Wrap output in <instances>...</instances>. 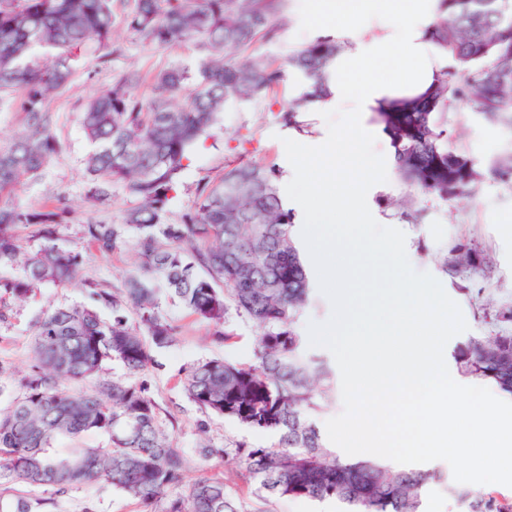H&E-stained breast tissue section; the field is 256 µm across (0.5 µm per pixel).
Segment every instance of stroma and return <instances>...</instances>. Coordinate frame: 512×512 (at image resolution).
<instances>
[{
  "label": "stroma",
  "instance_id": "stroma-1",
  "mask_svg": "<svg viewBox=\"0 0 512 512\" xmlns=\"http://www.w3.org/2000/svg\"><path fill=\"white\" fill-rule=\"evenodd\" d=\"M311 0H290L291 23L281 31L276 42H257L242 52L247 61L285 64L289 53L317 35L309 17ZM113 38L121 45L119 54L105 61L89 58L85 68L77 70L71 81L54 92L48 107L54 112L53 133L61 146L59 155L37 180H24L12 193L18 205L42 209L65 204L70 211L67 223L56 225L53 242L65 251L83 257L77 279L69 284H44L24 300L0 292V408H7L21 393L20 380L33 363V332L36 318L56 307L88 304V291L107 292L120 289L127 273L140 263L138 233L128 230L123 244L112 252H98L83 236L84 224H118L131 200L121 186H113L109 201H92L87 193L88 180L83 158L91 145L78 121L88 99L111 87L127 71H138L142 81L136 89L145 100L154 95L151 78L155 71L174 63L192 65L199 57L194 44L158 47L135 40L122 23L113 26ZM300 90V81L287 76L285 82L261 102L229 107L212 129L204 145L197 148L183 174L182 185L171 201L166 221L179 223L184 213L193 209L195 187L204 181L221 178L226 165L239 160L285 165L288 158V126L280 120L285 102ZM448 144L473 157L484 178L471 193L444 201L407 185L398 174L381 177L376 169L362 174L366 181H383V190L374 195V205L381 218L372 230L405 243L412 254L411 267L430 274L457 302L468 324L466 331L447 343V350L477 336L492 335L493 316L512 308V182L488 172L495 159L512 153V131L499 122L475 112L472 104L458 103L448 116ZM477 255L475 266L456 274L446 272V258L460 248ZM159 313L176 336L173 345L156 350L154 361L145 371L127 373L118 361L107 362L102 378L128 384H144L159 409L162 428L171 434L187 459L180 484L171 486L169 496L184 495L191 484L204 476L223 478L228 497L239 512H339L336 502H313L303 498L261 500L254 493V483L239 466L223 457L200 456L201 444L231 448L239 442L252 446L273 443L270 432L250 429L238 422L204 412L189 400L182 386L186 372L195 364L220 358L239 363L255 362L258 328L249 320L229 313L228 320L236 337L224 341L208 322L189 314L177 301L162 297ZM433 466L440 479L428 484L422 493L425 512H465V507L450 492L453 473L441 460ZM32 502L34 512H143V505L114 488L106 480L81 485L63 494L25 485L13 486L0 496V512H14L17 500Z\"/></svg>",
  "mask_w": 512,
  "mask_h": 512
}]
</instances>
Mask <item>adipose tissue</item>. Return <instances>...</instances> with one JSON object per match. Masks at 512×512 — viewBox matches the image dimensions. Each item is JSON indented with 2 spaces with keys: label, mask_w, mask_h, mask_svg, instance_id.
I'll list each match as a JSON object with an SVG mask.
<instances>
[{
  "label": "adipose tissue",
  "mask_w": 512,
  "mask_h": 512,
  "mask_svg": "<svg viewBox=\"0 0 512 512\" xmlns=\"http://www.w3.org/2000/svg\"><path fill=\"white\" fill-rule=\"evenodd\" d=\"M322 35L342 46L327 75L328 97L315 101L314 112H340L347 123L326 136L311 154L308 164L289 156L294 170L288 197L302 215L305 243L318 261L321 284L335 289L339 303L337 322L328 335L338 334L348 315L347 290L355 269L345 261L335 238L322 231L326 224H343L349 213H358L357 238L366 241L371 252L387 256L394 265L409 262L408 249L392 238H371L367 227L379 217L371 204L374 183L349 191L348 176L363 171L367 148L378 132L368 126L364 113L373 111L383 98L410 88H428L448 66L447 55L429 41L427 29L439 9L438 0H318Z\"/></svg>",
  "instance_id": "ef3b65f1"
}]
</instances>
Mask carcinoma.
I'll use <instances>...</instances> for the list:
<instances>
[{
    "mask_svg": "<svg viewBox=\"0 0 512 512\" xmlns=\"http://www.w3.org/2000/svg\"><path fill=\"white\" fill-rule=\"evenodd\" d=\"M121 4L0 0V108L22 115L21 131L0 144V267L16 261L15 228L36 225L45 240L26 257L23 277L0 280V289L15 297L78 275L82 256L52 244L67 208L24 209L9 194L21 180L38 179L58 153L49 95L69 83L91 44L108 46ZM288 21V0H135L123 14L133 37L158 46L193 42L201 57L192 67L157 71L149 101L134 94L140 75L132 71L80 112L81 128L95 144L84 159L89 197L105 200L120 184L133 201L122 223H89L84 233L108 253L128 229L138 230L142 263L120 291L92 289L90 305L54 308L35 321V364L20 382L22 395L0 412V487L24 484L58 493L104 476L147 506L164 502L161 512H238L219 478L201 479L186 495L164 499L180 481L186 458L161 428L145 386L103 380L97 391L80 394L59 387L62 378L98 375L108 360L138 374L155 350L172 345V328L159 313L162 288L209 321L226 343L236 337L226 322L231 309L261 329L258 364L199 363L186 373L183 390L201 410L271 431L277 441L238 444L232 454L205 445L203 457L222 454L246 468L262 498L333 500L343 512H423L422 491L440 477L437 471L342 459L311 418L335 399L337 380L323 359L306 354L297 330L312 288L295 216L280 191V170L229 164L218 182L197 184L195 206L180 223L165 222L193 150L225 108L261 101L288 68L301 89L281 109L285 125L302 127L308 104L329 95L327 71L341 51L334 39L315 37L289 56L286 69L237 58L259 38L274 41ZM430 41L470 71L471 80L459 83L445 71L429 90L385 102L374 120L390 140L401 179L446 201L483 177L474 159L448 147L453 103L468 98L477 112L512 126V0H440ZM39 50L50 60L40 62ZM188 83L193 92L175 101ZM98 304L112 306V322L100 318ZM127 309L136 313L138 326L128 324ZM453 358L461 375L512 398V330L472 338ZM88 431L108 434L111 447L55 451L57 440ZM451 491L467 512H512V503L496 495Z\"/></svg>",
    "mask_w": 512,
    "mask_h": 512,
    "instance_id": "cac0c4a2",
    "label": "carcinoma"
}]
</instances>
